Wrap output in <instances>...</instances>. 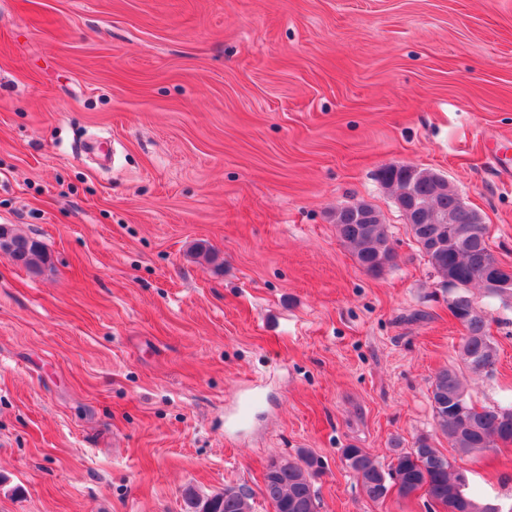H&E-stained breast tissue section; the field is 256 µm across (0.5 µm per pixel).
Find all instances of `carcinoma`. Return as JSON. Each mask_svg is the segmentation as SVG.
<instances>
[{
    "mask_svg": "<svg viewBox=\"0 0 512 512\" xmlns=\"http://www.w3.org/2000/svg\"><path fill=\"white\" fill-rule=\"evenodd\" d=\"M434 177V173L415 167L406 177L385 176L381 183L396 198L404 196L407 188L413 189L421 223L408 225L409 232L440 283L446 287L451 278L459 284L450 289L455 304L448 311L464 330L460 358L471 374H486V367L498 362L499 350L488 332V313L475 304L469 290L482 287L484 279L491 275L495 255L486 225L436 223L437 217H446L456 209L458 194L452 187L443 193L435 192ZM334 223L339 237L365 272L377 276L394 265L396 252L388 225L349 224L338 213L334 214ZM7 233L15 251L21 253L22 266L41 274L50 263L44 245L10 229ZM430 399L436 425L448 440L453 456L437 448L430 436L420 435L408 449L394 445L386 466L364 448H344L347 467L373 502L384 500L393 486L398 487L403 499L412 489L423 487L429 505L443 512H490L491 501L481 497L469 483H464L459 502L448 496V488L465 476L455 466V456L480 454L512 443V403L477 407L452 368L435 374ZM323 467L319 456L301 450L296 459L281 461L278 469L264 476L262 495L276 512H319L314 479ZM185 500L191 512H253L251 496L233 485L204 497L188 489Z\"/></svg>",
    "mask_w": 512,
    "mask_h": 512,
    "instance_id": "obj_1",
    "label": "carcinoma"
}]
</instances>
